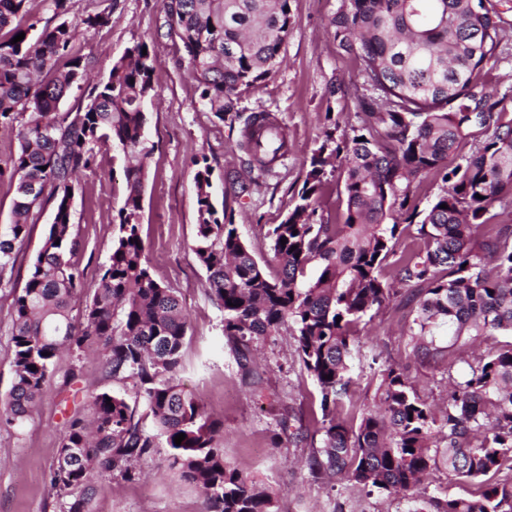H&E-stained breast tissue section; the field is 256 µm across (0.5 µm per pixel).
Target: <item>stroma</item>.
Instances as JSON below:
<instances>
[{
  "instance_id": "1",
  "label": "stroma",
  "mask_w": 512,
  "mask_h": 512,
  "mask_svg": "<svg viewBox=\"0 0 512 512\" xmlns=\"http://www.w3.org/2000/svg\"><path fill=\"white\" fill-rule=\"evenodd\" d=\"M492 2L502 18L503 39L483 80L505 94L511 109L512 0ZM341 4L291 0L295 27L281 49L277 74L260 89L242 93L235 102L236 118L224 122L216 121L200 100L181 43L164 25L161 0H75L68 19L77 24L87 14L111 12L110 26L81 32L88 69L98 79L108 76L126 48L143 39L155 41L157 80L145 106L153 151L146 160L141 236L154 278L177 289L183 299L189 328L180 382L223 421L225 461L262 480L273 491L278 512H407L409 504L400 497L369 494L346 482L329 487L311 478L304 461L322 438L313 416L315 383L284 334L256 345L259 378L245 377L224 338V313L212 300L207 274L193 252L198 222L193 157H207L216 197L232 209L238 232L257 259L268 264L273 253L267 229L293 207L328 120L344 132L359 126L361 101L373 91L358 57L340 49L329 33ZM258 112L273 117L287 135L284 157L266 171L250 169L241 146L243 120ZM100 156L99 168L81 178L73 202L80 240L75 261L90 284L108 260L117 232L112 219L126 193L123 152L107 145ZM51 216V207H44L30 227L11 283L0 285V402L6 401L13 381L12 291L23 287ZM413 317L411 307L390 304L361 326V340L380 367L400 364L422 398L439 402L447 393L443 367L420 365L405 334ZM124 390L105 376L98 355L62 354L31 418L20 427L0 428V512H59L49 472L67 420L86 408L92 394ZM142 468L143 477L134 483L97 481L90 512H205L201 492L178 480L166 454H157Z\"/></svg>"
}]
</instances>
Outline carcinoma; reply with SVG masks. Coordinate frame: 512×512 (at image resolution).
<instances>
[{"mask_svg": "<svg viewBox=\"0 0 512 512\" xmlns=\"http://www.w3.org/2000/svg\"><path fill=\"white\" fill-rule=\"evenodd\" d=\"M27 2L0 0V129L19 141L17 153L0 159V180L15 184L11 222L0 232V283L11 281L46 200L54 221L24 286L13 291V382L0 423L29 419L62 350L96 348L106 377L131 385L133 399L103 391L91 397L88 416L67 421L60 447L69 453L50 472L60 512H88L97 477L133 481L136 465L162 448L179 477L202 492L206 512H277L263 482L224 461L216 441L224 423L177 381L187 317L178 293L153 277L140 233L154 42L127 48L106 78L90 83L79 31L66 19L72 0H53L61 17L53 27L39 26ZM162 8L200 99L221 122L242 91L273 78L294 29L290 0H162ZM500 23L490 0H343L333 38L362 61L382 105L363 101L362 125L351 136L336 124L323 131L294 207L267 230L274 275L238 234L233 213L216 206L207 158L193 160V252L239 364L248 363L249 343L289 328L318 391L323 438L305 462L308 472L331 485L347 480L400 494L413 504L408 512H512V483L486 480L512 463V341L472 360L461 351L481 337H512V224H490L496 207L512 205V113L480 78L496 56ZM21 32L24 39L11 43ZM75 88L84 90L83 103L59 111ZM243 138L260 166L286 145L268 114L249 117ZM109 143L135 163L125 170L108 263L88 288L74 261L80 242L69 192L78 174L96 170ZM330 169L345 199L336 222L325 219L321 202ZM431 175L444 188L421 210L415 194ZM412 227L419 247L398 249ZM312 264L319 273L310 279ZM393 301L416 303L409 339L423 363L446 360L448 398L433 407L401 367L390 366L355 425L345 404L359 325ZM441 325L446 358L432 339ZM441 470L481 489L471 497L421 496L422 478Z\"/></svg>", "mask_w": 512, "mask_h": 512, "instance_id": "obj_1", "label": "carcinoma"}]
</instances>
